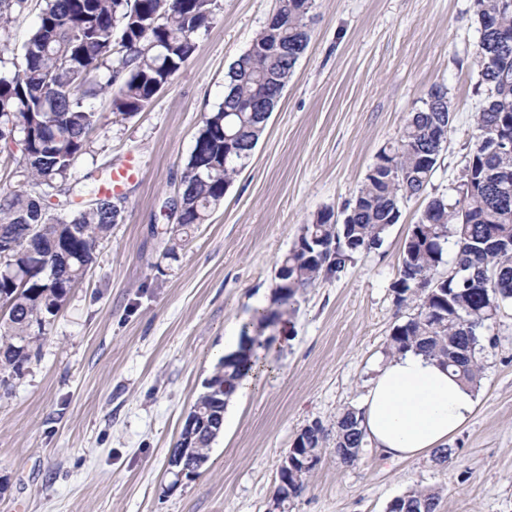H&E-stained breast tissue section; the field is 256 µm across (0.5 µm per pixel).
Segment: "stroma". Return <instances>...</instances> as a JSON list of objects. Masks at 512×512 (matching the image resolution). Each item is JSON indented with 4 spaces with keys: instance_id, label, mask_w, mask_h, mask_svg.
<instances>
[{
    "instance_id": "obj_1",
    "label": "stroma",
    "mask_w": 512,
    "mask_h": 512,
    "mask_svg": "<svg viewBox=\"0 0 512 512\" xmlns=\"http://www.w3.org/2000/svg\"><path fill=\"white\" fill-rule=\"evenodd\" d=\"M276 0H218L196 50L134 116L102 123L72 170L110 176L136 163L123 217L70 289L36 359L0 391V512H268L277 471L305 426L362 408L394 326L413 312L394 290L403 247L430 197L456 198L477 144L480 105L473 0H315L310 42L249 165L176 258L162 233L204 114L224 100L230 65ZM44 0H25L0 49V76ZM435 85L452 115L425 195L404 199L379 246L340 278L298 293L267 329L262 369L225 409L198 474L175 480L169 457L224 339L253 304L275 306L276 270L318 212H342L378 153ZM470 420L434 456L393 463L364 443L354 463L332 444L288 512H387L409 489H439L437 512H512V304L490 323Z\"/></svg>"
}]
</instances>
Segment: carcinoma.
<instances>
[{"instance_id":"obj_1","label":"carcinoma","mask_w":512,"mask_h":512,"mask_svg":"<svg viewBox=\"0 0 512 512\" xmlns=\"http://www.w3.org/2000/svg\"><path fill=\"white\" fill-rule=\"evenodd\" d=\"M314 0H277L274 17L251 47L230 66L224 102L202 120L182 181V211L163 256L177 255L178 241L195 224L208 221L212 207L224 199L247 167L264 132L256 115L240 109L265 99L294 72L297 60L274 58L281 48L306 51ZM478 19L490 17L512 35V0H474ZM216 0H45L39 23L24 44V64L13 76H0V142L20 151L19 188L0 193V241L15 243L13 262L26 278L0 277V302L9 305L0 318V388L23 373L40 353L41 340L72 284L92 264L97 248L111 231L108 197L90 191L75 202L69 182L78 158L86 153L88 135L101 115L85 104L100 93L112 98V114L126 119L140 112L196 49L194 35L212 20ZM121 32L124 54L112 62V40ZM495 72L481 74L484 96L476 114L478 144L470 153L462 185L471 189L450 204L432 197L405 242L396 291L402 302L415 303V313L393 328L387 354H422L453 369L477 387L483 370L481 333L502 305L512 302V153L492 152L488 137L504 111L512 113V51L494 60ZM107 71L105 81L86 86L91 72ZM231 131L249 150L224 156L225 112ZM25 131L16 138L8 123ZM451 122L446 92L428 90L423 107L412 113L393 144L383 149L358 188L347 224L333 220L331 210L314 215L299 242L283 256L288 276L276 284L283 308L266 310L244 327V342L223 357L204 382L193 407L197 434L192 443L179 436L169 463L183 460L204 465L212 443L224 428V406L256 364V347L265 331L285 314L299 291L319 279L337 278L355 257L382 241L398 222L403 199L425 193L443 143H433V127ZM57 196L58 212L43 207ZM38 227L36 237L25 233ZM456 249L454 267L465 280L439 271L448 244ZM363 412L344 409L331 428L311 424L294 444V458L308 467L280 470L288 478V497L298 496L320 461L321 448L333 440L346 463L358 459L364 443ZM440 491L413 488L389 504V512H436Z\"/></svg>"}]
</instances>
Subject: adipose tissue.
Returning a JSON list of instances; mask_svg holds the SVG:
<instances>
[{
    "instance_id": "ef3b65f1",
    "label": "adipose tissue",
    "mask_w": 512,
    "mask_h": 512,
    "mask_svg": "<svg viewBox=\"0 0 512 512\" xmlns=\"http://www.w3.org/2000/svg\"><path fill=\"white\" fill-rule=\"evenodd\" d=\"M472 390L437 361L407 352L372 380L362 426L388 460L420 458L446 447L473 412Z\"/></svg>"
}]
</instances>
